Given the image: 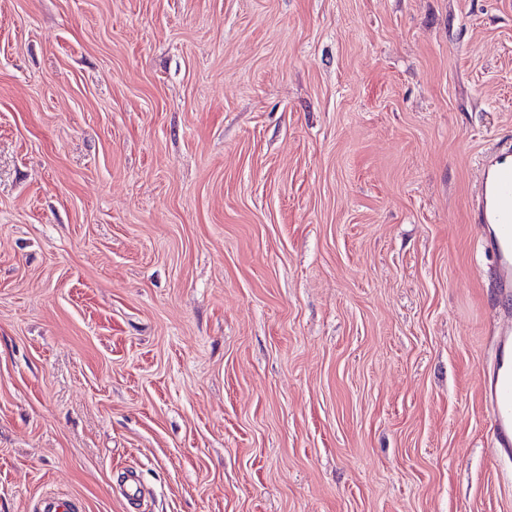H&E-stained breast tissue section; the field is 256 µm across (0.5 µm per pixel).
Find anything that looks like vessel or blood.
Masks as SVG:
<instances>
[{
  "label": "vessel or blood",
  "instance_id": "obj_1",
  "mask_svg": "<svg viewBox=\"0 0 512 512\" xmlns=\"http://www.w3.org/2000/svg\"><path fill=\"white\" fill-rule=\"evenodd\" d=\"M476 216L487 229L484 247L495 258L500 294H512V152L487 162ZM491 414L493 456H512V311L504 312L498 328L493 364L481 387Z\"/></svg>",
  "mask_w": 512,
  "mask_h": 512
}]
</instances>
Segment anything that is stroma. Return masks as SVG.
I'll use <instances>...</instances> for the list:
<instances>
[{
	"mask_svg": "<svg viewBox=\"0 0 512 512\" xmlns=\"http://www.w3.org/2000/svg\"><path fill=\"white\" fill-rule=\"evenodd\" d=\"M509 146L512 0H0V512H512ZM477 222L487 229L484 247L495 258L498 292L512 294V158L510 147L484 164ZM491 414L493 456H512V311L500 318L498 341L493 364L486 371L481 387Z\"/></svg>",
	"mask_w": 512,
	"mask_h": 512,
	"instance_id": "35a3bbf8",
	"label": "stroma"
}]
</instances>
